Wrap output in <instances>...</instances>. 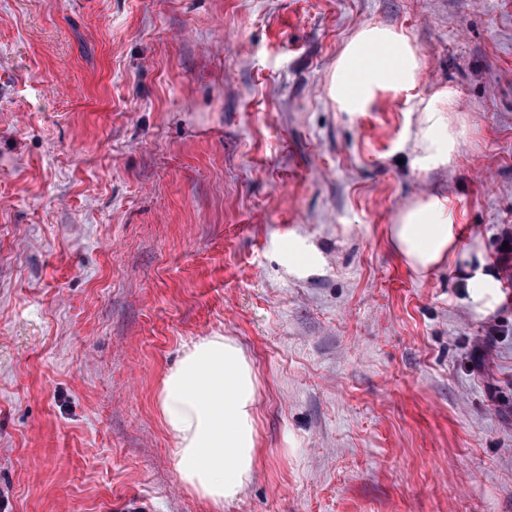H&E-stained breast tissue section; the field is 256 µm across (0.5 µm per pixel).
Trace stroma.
Returning <instances> with one entry per match:
<instances>
[{"instance_id": "stroma-1", "label": "stroma", "mask_w": 512, "mask_h": 512, "mask_svg": "<svg viewBox=\"0 0 512 512\" xmlns=\"http://www.w3.org/2000/svg\"><path fill=\"white\" fill-rule=\"evenodd\" d=\"M410 95L339 111L359 29ZM448 96L453 163L417 160ZM512 234V0H0V512H214L155 398L237 341L258 462L223 512H512V302L418 277L396 211ZM420 76L417 49L404 34L367 26L346 42L336 58L329 96L342 112H367L379 93L410 91Z\"/></svg>"}]
</instances>
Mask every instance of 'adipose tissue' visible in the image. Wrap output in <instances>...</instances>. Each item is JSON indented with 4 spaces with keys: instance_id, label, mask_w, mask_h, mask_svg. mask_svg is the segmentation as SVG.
<instances>
[{
    "instance_id": "ef3b65f1",
    "label": "adipose tissue",
    "mask_w": 512,
    "mask_h": 512,
    "mask_svg": "<svg viewBox=\"0 0 512 512\" xmlns=\"http://www.w3.org/2000/svg\"><path fill=\"white\" fill-rule=\"evenodd\" d=\"M421 76L417 50L385 26L355 33L339 53L329 96L343 112H366L379 93L414 89ZM448 98L424 102L416 119L414 150L421 159L449 164L457 143L448 123ZM466 225L456 223L448 199L418 198L402 207L388 229L391 245L413 272L457 269L454 281L473 310L492 314L505 300L494 257L475 245L463 248ZM258 379L235 340L207 336L186 346L162 379L156 406L183 486L216 512L236 500L254 474L258 455Z\"/></svg>"
}]
</instances>
